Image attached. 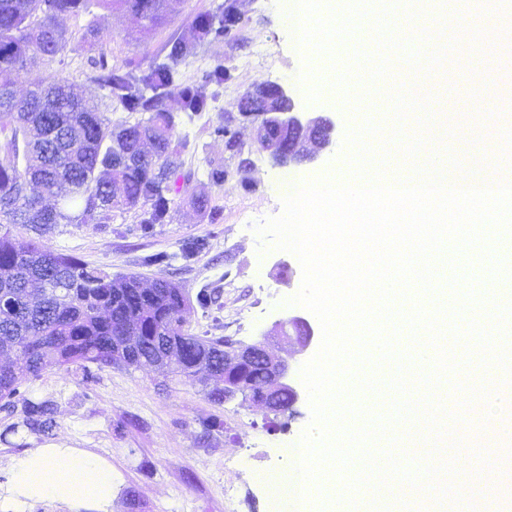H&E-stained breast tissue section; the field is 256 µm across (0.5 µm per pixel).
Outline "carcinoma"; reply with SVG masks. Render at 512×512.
Segmentation results:
<instances>
[{"label": "carcinoma", "instance_id": "obj_1", "mask_svg": "<svg viewBox=\"0 0 512 512\" xmlns=\"http://www.w3.org/2000/svg\"><path fill=\"white\" fill-rule=\"evenodd\" d=\"M137 16L157 29L181 0H98ZM88 0H0V224H19L37 235L59 224H106L112 212L137 209L141 230L173 219L172 192L190 180L177 163L187 140L175 137L183 119L200 118L211 103L200 87L185 85L176 107L168 106L180 66L206 44L224 40L222 2L195 18L186 36L170 39L163 58L146 68L112 67L93 61L94 80L112 103L148 117L120 127L76 97L68 82L35 72L81 39L67 33L58 18L75 15ZM34 73L32 89L19 97L15 75ZM230 78L218 64L203 72L205 85L220 87ZM233 156L242 143L227 126H212ZM207 246L191 239L180 255L156 253L145 265L191 261ZM192 301L172 281L146 286L135 274H112L73 255L43 250L35 238L0 232V409L22 403V425L47 434L56 425V408L21 395L24 378L36 380L52 368L76 367L84 377L91 366L142 368L157 365L189 382L224 375L222 337L192 336L183 329ZM241 380L263 378L259 362L232 367Z\"/></svg>", "mask_w": 512, "mask_h": 512}]
</instances>
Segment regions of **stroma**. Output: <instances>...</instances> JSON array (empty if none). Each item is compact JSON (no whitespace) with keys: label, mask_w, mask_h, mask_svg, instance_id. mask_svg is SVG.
Returning a JSON list of instances; mask_svg holds the SVG:
<instances>
[{"label":"stroma","mask_w":512,"mask_h":512,"mask_svg":"<svg viewBox=\"0 0 512 512\" xmlns=\"http://www.w3.org/2000/svg\"><path fill=\"white\" fill-rule=\"evenodd\" d=\"M217 2L183 0L179 13L154 30L143 29L124 11L98 4L90 12L60 17L58 23L68 33L78 36L90 28L96 38L90 47L41 62L39 73L67 79L74 92L113 125L134 121V113L113 107L107 90L95 82L92 60L101 57L112 65L129 61L148 65L169 38L185 34L193 19ZM242 10L244 22L233 38L201 47L181 70V83L190 85L200 84L203 72L218 63L230 67L232 78L221 88L207 87V95L213 98L211 112L186 127L189 144L180 160L192 179L174 195L172 222L155 225L146 235L136 211H116L110 223L61 224L39 236L38 242L44 250L73 255L115 274L173 280L192 296L205 287L220 289V309L194 307L185 315L186 330L197 336L234 337L229 325L233 310L248 302L258 285L277 289V302L241 337L246 343L267 340L270 350L286 363V380L300 393L293 415L273 417L238 397L215 404L199 385L150 367L96 368L86 378L71 370L52 369L38 379L22 380L20 390L26 397L52 401L57 425L45 436L21 428L8 441H0V484L9 476L12 459L27 450L74 448L111 465L116 489L109 512H271L277 489L267 478L284 474L289 467L288 458H277V446L288 432L305 429L311 419L305 386L296 373L315 351H299L296 345L271 336L276 321L299 313L287 300L301 286L302 268L294 261L285 269L278 266L283 256L279 250L259 255L257 236L239 219L244 211L265 219L282 213L278 187L287 170L261 151L253 124L237 125L243 153L252 161L243 173L237 170V158L225 151L223 141L209 129L210 121L224 120L234 112L237 98L253 84L293 85L292 38L276 0H244ZM486 58L484 82L477 86L470 76L469 56L462 52L450 56L456 75V89L450 96L444 91L443 72L415 73L402 61L393 71L394 83L415 85L433 94L435 119L428 134L436 136L446 124H456L457 133L448 148L460 157L468 152L466 135L471 125L487 123L489 142L495 147L501 144V129L512 126V65L501 63L492 52ZM295 106L335 124L331 149L318 160L300 162V169L315 178L342 173L344 133L358 117L346 110L341 92L321 96L315 103L299 98ZM211 164L224 167L223 185L208 180L206 168ZM196 195L209 198L213 216L198 211L192 202ZM192 238L207 239L208 246L189 263L145 266L140 262L148 254L178 251L183 241ZM244 416L265 440L262 448L250 451L253 478L263 487L241 490L231 504L224 497L230 478L224 470V450Z\"/></svg>","instance_id":"stroma-1"}]
</instances>
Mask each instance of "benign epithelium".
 <instances>
[{
	"label": "benign epithelium",
	"mask_w": 512,
	"mask_h": 512,
	"mask_svg": "<svg viewBox=\"0 0 512 512\" xmlns=\"http://www.w3.org/2000/svg\"><path fill=\"white\" fill-rule=\"evenodd\" d=\"M239 115L259 120V129L263 135L272 125L289 132L287 155L283 156L272 148L266 150L277 164H290L304 158L313 161L321 151L332 144L330 133L334 129L333 122L321 116H301L295 111L292 101L286 110L273 109L267 105L261 112L242 110ZM289 328L292 329V335L299 342L301 349L305 350L312 345L315 332L307 319L295 316L280 324L284 334ZM255 360L263 361L265 377L258 381L239 383L224 379V398L241 395L251 404L267 411L273 410L276 397L283 391L290 392L295 399L298 398V393L284 382V363L269 349L266 342L243 344L230 341L224 344V371H229V367L237 363L244 364Z\"/></svg>",
	"instance_id": "7a95c632"
}]
</instances>
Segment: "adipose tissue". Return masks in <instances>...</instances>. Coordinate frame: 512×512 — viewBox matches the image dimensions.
Segmentation results:
<instances>
[{
	"label": "adipose tissue",
	"mask_w": 512,
	"mask_h": 512,
	"mask_svg": "<svg viewBox=\"0 0 512 512\" xmlns=\"http://www.w3.org/2000/svg\"><path fill=\"white\" fill-rule=\"evenodd\" d=\"M112 468L104 461L70 448H35L18 456L6 485L5 506L20 498L51 499L78 508L112 501Z\"/></svg>",
	"instance_id": "ef3b65f1"
}]
</instances>
